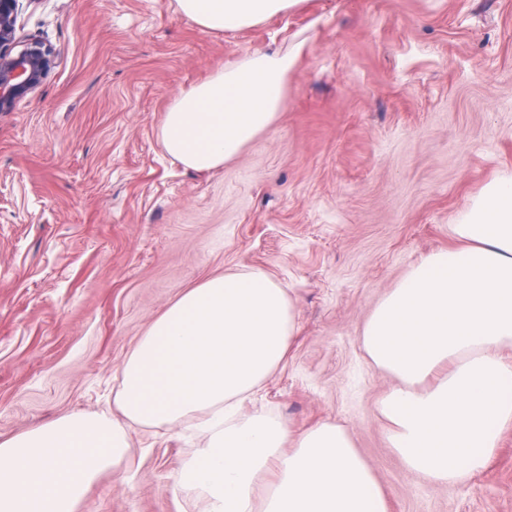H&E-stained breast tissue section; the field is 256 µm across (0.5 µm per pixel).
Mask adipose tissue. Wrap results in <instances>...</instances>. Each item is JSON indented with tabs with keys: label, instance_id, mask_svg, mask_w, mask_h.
Here are the masks:
<instances>
[{
	"label": "adipose tissue",
	"instance_id": "1",
	"mask_svg": "<svg viewBox=\"0 0 512 512\" xmlns=\"http://www.w3.org/2000/svg\"><path fill=\"white\" fill-rule=\"evenodd\" d=\"M201 29L238 31L305 0H176ZM305 48L244 56L177 94L159 138L184 167L234 160L281 110ZM456 245L412 266L367 320L361 342L396 383L378 405L404 465L452 485L486 469L512 430V173L462 210ZM290 292L260 271L188 289L156 318L122 367V421L65 417L0 439V512H76L105 469L126 461L127 424L206 436L175 491L202 512H390V496L348 430L292 429L245 401L287 360L298 331Z\"/></svg>",
	"mask_w": 512,
	"mask_h": 512
}]
</instances>
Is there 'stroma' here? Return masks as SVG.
Wrapping results in <instances>:
<instances>
[{
    "mask_svg": "<svg viewBox=\"0 0 512 512\" xmlns=\"http://www.w3.org/2000/svg\"><path fill=\"white\" fill-rule=\"evenodd\" d=\"M18 22L58 60L0 112V439L118 417L121 367L150 324L246 268L289 289L300 324L254 409L346 426L393 512H512V432L483 472L426 481L390 444L377 406L394 380L361 344L380 298L512 170V0H312L226 33L176 0H32ZM296 33L306 48L273 125L209 173L166 154L176 94ZM128 433V468L78 512H199L173 489L204 436Z\"/></svg>",
    "mask_w": 512,
    "mask_h": 512,
    "instance_id": "1",
    "label": "stroma"
}]
</instances>
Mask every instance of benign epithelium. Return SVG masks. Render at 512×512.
<instances>
[{"mask_svg": "<svg viewBox=\"0 0 512 512\" xmlns=\"http://www.w3.org/2000/svg\"><path fill=\"white\" fill-rule=\"evenodd\" d=\"M19 14L20 0H0V112L34 96L55 64L52 47L18 36Z\"/></svg>", "mask_w": 512, "mask_h": 512, "instance_id": "1", "label": "benign epithelium"}]
</instances>
